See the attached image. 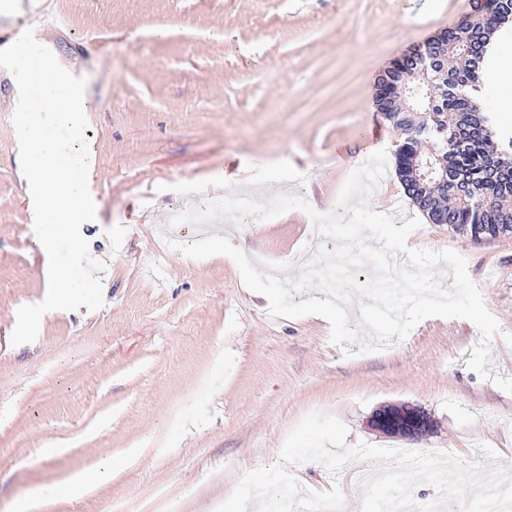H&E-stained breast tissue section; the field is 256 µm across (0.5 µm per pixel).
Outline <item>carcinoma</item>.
Here are the masks:
<instances>
[{
    "label": "carcinoma",
    "instance_id": "carcinoma-1",
    "mask_svg": "<svg viewBox=\"0 0 512 512\" xmlns=\"http://www.w3.org/2000/svg\"><path fill=\"white\" fill-rule=\"evenodd\" d=\"M485 2L473 18L430 38L426 46L436 65L435 83L445 92L415 86L409 92L413 111L405 110L401 68L393 64L375 94L379 112L404 133L395 172L406 197L430 223L476 239L512 234V157L498 151L496 141L499 94L479 79V71L493 60L491 36L512 20V0ZM424 139L432 142L426 160L459 177V196L434 192L419 178L415 161Z\"/></svg>",
    "mask_w": 512,
    "mask_h": 512
}]
</instances>
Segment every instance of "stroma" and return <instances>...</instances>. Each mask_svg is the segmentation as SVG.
Wrapping results in <instances>:
<instances>
[{
	"mask_svg": "<svg viewBox=\"0 0 512 512\" xmlns=\"http://www.w3.org/2000/svg\"><path fill=\"white\" fill-rule=\"evenodd\" d=\"M89 100V250L106 269L105 304L54 310L37 339L12 346L21 306L41 302L48 259L33 230L12 124L17 84L0 68V512H215L242 476L275 465L308 415L341 419L347 443L442 450L478 460L486 443L512 464V394L467 366L480 333L429 317L378 353L346 356L328 322L275 318L224 256L168 247L202 239L170 215L193 201L304 197L335 212L350 174L401 130L377 111L376 83L397 57L475 14L482 0H50L67 27L19 19ZM292 210L225 234L244 253L291 264L312 232ZM413 248L464 256L502 332L498 373L512 375V235L476 239L422 224ZM421 407L431 430L408 440L373 430L385 404ZM131 461L85 498L39 500L45 487L107 455ZM306 487L339 485L359 512L350 468L292 466Z\"/></svg>",
	"mask_w": 512,
	"mask_h": 512,
	"instance_id": "35a3bbf8",
	"label": "stroma"
}]
</instances>
